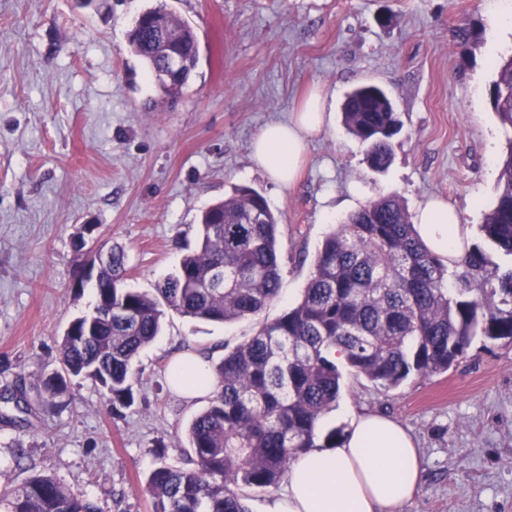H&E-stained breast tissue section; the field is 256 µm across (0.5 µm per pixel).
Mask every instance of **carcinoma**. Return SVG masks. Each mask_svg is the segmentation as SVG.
Listing matches in <instances>:
<instances>
[{"label":"carcinoma","instance_id":"carcinoma-1","mask_svg":"<svg viewBox=\"0 0 512 512\" xmlns=\"http://www.w3.org/2000/svg\"><path fill=\"white\" fill-rule=\"evenodd\" d=\"M171 41L182 71L158 86L177 99L199 63L191 26L160 4L128 34L130 51L153 77ZM495 69L492 108L512 131V56ZM342 115L369 169L384 172L402 130L390 98L379 86H360ZM278 223L261 193L234 188L201 213L196 248L152 293L124 286V255L112 253L93 282V310L69 324L61 368L41 380L39 394L59 398L78 378L99 387L112 408H128L140 380L135 360L160 335L166 312L222 323L258 316L280 293ZM479 232L482 243L467 246L450 270L416 236L398 196L350 214L324 239L301 298L210 367L216 390L188 430L191 467L162 459L147 476L154 512H250L245 490L273 488L293 458L340 444L344 429L322 437L318 422L335 406L346 371L391 390L447 372L478 335L512 339V138ZM0 512L101 510L56 478L33 474L0 492Z\"/></svg>","mask_w":512,"mask_h":512}]
</instances>
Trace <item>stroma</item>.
Here are the masks:
<instances>
[{
	"mask_svg": "<svg viewBox=\"0 0 512 512\" xmlns=\"http://www.w3.org/2000/svg\"><path fill=\"white\" fill-rule=\"evenodd\" d=\"M507 2L167 0L200 40L196 76L172 105L127 42L157 0H0V489L37 472L101 512H153L144 484L157 445L187 465V428L208 404L173 393L172 356L216 362L280 316L326 234L378 196L410 210L438 197L478 242L506 149L490 89L495 60L512 52V27L497 21ZM459 25L474 31L467 44L452 38ZM363 84L383 88L403 124L380 174L342 122L346 94ZM314 87L332 123L282 188L254 169L251 142ZM238 186L279 219L282 285L260 319L167 313L136 361V402L120 412L82 379L39 399L33 385L57 368L61 336L95 302L71 286L80 228L98 227L84 252L123 250L128 285L149 292L195 247L201 212ZM21 385L22 413L10 401ZM335 410L328 428L379 413L413 437L424 477L402 512H512V340L475 337L448 372L395 390L345 376Z\"/></svg>",
	"mask_w": 512,
	"mask_h": 512,
	"instance_id": "1",
	"label": "stroma"
}]
</instances>
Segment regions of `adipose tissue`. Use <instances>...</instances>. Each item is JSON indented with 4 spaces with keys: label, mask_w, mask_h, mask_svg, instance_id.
I'll return each instance as SVG.
<instances>
[{
    "label": "adipose tissue",
    "mask_w": 512,
    "mask_h": 512,
    "mask_svg": "<svg viewBox=\"0 0 512 512\" xmlns=\"http://www.w3.org/2000/svg\"><path fill=\"white\" fill-rule=\"evenodd\" d=\"M327 97L312 90L287 121L265 125L251 142L256 168L276 185L299 177L310 140L327 131ZM414 229L421 241L449 263L461 262L470 230L459 213L429 199L416 212ZM172 389L186 400L211 395L215 382L208 363L188 350L168 364ZM423 461L411 435L390 417H353L338 447L314 448L292 460L286 488L266 512H400L418 490Z\"/></svg>",
    "instance_id": "1"
}]
</instances>
